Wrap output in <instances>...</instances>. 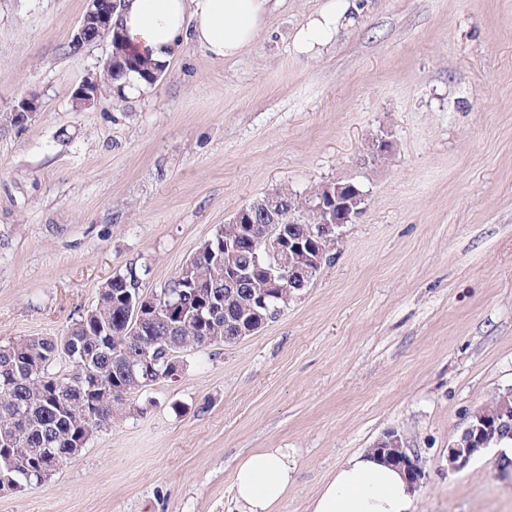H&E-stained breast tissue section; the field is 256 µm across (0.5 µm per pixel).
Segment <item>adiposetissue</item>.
Listing matches in <instances>:
<instances>
[{
  "label": "adipose tissue",
  "instance_id": "1",
  "mask_svg": "<svg viewBox=\"0 0 512 512\" xmlns=\"http://www.w3.org/2000/svg\"><path fill=\"white\" fill-rule=\"evenodd\" d=\"M271 0H125L112 17L131 53L166 68L187 44L226 61L249 50L266 30ZM357 0H326L292 36V49L315 59L334 45ZM286 448H259L237 465L230 487L236 512H276L294 482ZM417 490L371 451L349 455L313 497L309 512H415Z\"/></svg>",
  "mask_w": 512,
  "mask_h": 512
}]
</instances>
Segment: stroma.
Wrapping results in <instances>:
<instances>
[{
  "label": "stroma",
  "mask_w": 512,
  "mask_h": 512,
  "mask_svg": "<svg viewBox=\"0 0 512 512\" xmlns=\"http://www.w3.org/2000/svg\"><path fill=\"white\" fill-rule=\"evenodd\" d=\"M324 0H279L245 55L186 45L146 94L70 93L108 42L70 43L86 0H0V343L59 336L129 269L157 291L268 190L354 180L364 211L254 335L182 355L178 381L95 433L0 512H229L238 463L290 449L277 512H308L353 452L395 430L420 459L416 512H512L494 448L447 449L512 389V0H359L317 59L292 35ZM393 144L367 164V143ZM103 86L96 74L86 77L71 93V104L76 110L90 108L97 104ZM41 106V101L36 93H28L21 96L13 105L12 126L20 127L32 118Z\"/></svg>",
  "instance_id": "35a3bbf8"
}]
</instances>
